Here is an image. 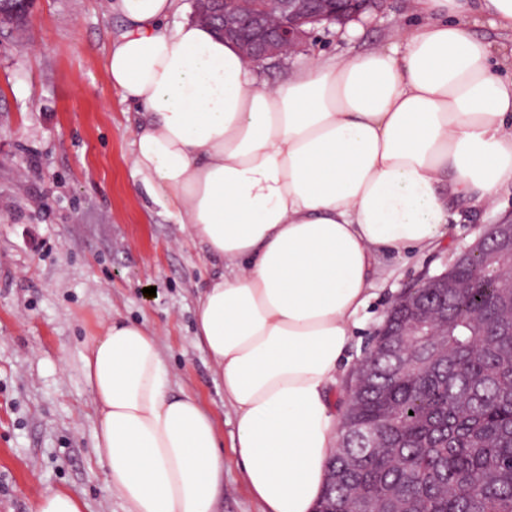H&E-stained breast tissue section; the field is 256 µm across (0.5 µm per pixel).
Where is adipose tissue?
<instances>
[{"label": "adipose tissue", "mask_w": 512, "mask_h": 512, "mask_svg": "<svg viewBox=\"0 0 512 512\" xmlns=\"http://www.w3.org/2000/svg\"><path fill=\"white\" fill-rule=\"evenodd\" d=\"M178 0H111L125 29L106 73L140 114L131 176L165 201L219 272L195 308L235 414L231 446L263 512H314L341 416L331 391L381 255L446 235L456 202L512 181V0H409L396 41L300 59L258 81L233 43ZM94 451L125 512H215L224 455L213 416L172 393L154 332L110 320L84 357ZM462 23L471 33H476L478 36L490 42L495 49H497L500 44L507 42V38L508 40L511 38V36L506 37L500 30L493 27L487 17L476 11L462 18Z\"/></svg>", "instance_id": "ef3b65f1"}]
</instances>
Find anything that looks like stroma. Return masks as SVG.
<instances>
[{
    "mask_svg": "<svg viewBox=\"0 0 512 512\" xmlns=\"http://www.w3.org/2000/svg\"><path fill=\"white\" fill-rule=\"evenodd\" d=\"M406 2L381 0L346 31L317 29L308 55L350 58L387 41ZM123 30L108 0H35L24 24L0 26V512H36L50 489L82 498L86 512H124L94 453L95 404L83 368L90 338L112 318L157 330L172 391L195 394L221 433L234 431V411L194 335L211 262L131 178L135 108L106 73ZM509 216L506 182L492 207L455 206L435 246L380 257L363 328L336 375L335 402L396 297ZM149 287L155 295H146ZM217 509H261L229 448Z\"/></svg>",
    "mask_w": 512,
    "mask_h": 512,
    "instance_id": "35a3bbf8",
    "label": "stroma"
}]
</instances>
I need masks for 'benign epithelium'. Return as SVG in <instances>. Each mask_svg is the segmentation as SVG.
<instances>
[{
  "label": "benign epithelium",
  "instance_id": "1",
  "mask_svg": "<svg viewBox=\"0 0 512 512\" xmlns=\"http://www.w3.org/2000/svg\"><path fill=\"white\" fill-rule=\"evenodd\" d=\"M193 7L194 21L218 29L245 59L259 65L304 51L318 27L344 29L361 21L377 9L378 0H193ZM490 239L512 255V219L491 225L455 262L469 261Z\"/></svg>",
  "mask_w": 512,
  "mask_h": 512
}]
</instances>
